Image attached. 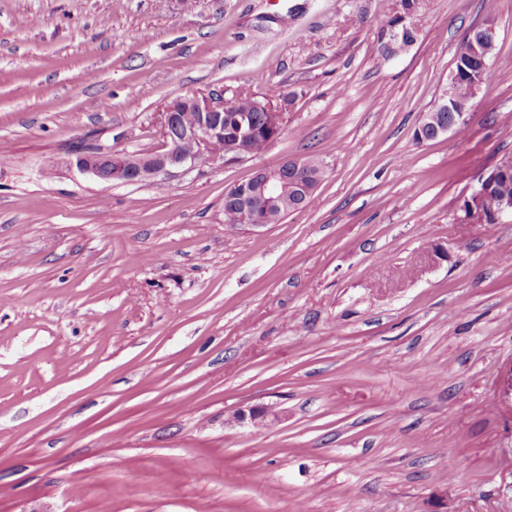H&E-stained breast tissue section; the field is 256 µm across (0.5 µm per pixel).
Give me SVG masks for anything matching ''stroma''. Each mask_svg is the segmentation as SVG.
I'll return each mask as SVG.
<instances>
[{"instance_id": "stroma-1", "label": "stroma", "mask_w": 512, "mask_h": 512, "mask_svg": "<svg viewBox=\"0 0 512 512\" xmlns=\"http://www.w3.org/2000/svg\"><path fill=\"white\" fill-rule=\"evenodd\" d=\"M390 6L0 0V512H512V215L461 209L512 157V0H418L383 58ZM487 20L465 136L417 140ZM240 89L285 112L252 160L163 192L67 166ZM297 157L315 207L225 226ZM396 1L392 2L393 6L390 9L389 15L380 24L377 39L375 43V50L379 56L389 58L391 55L395 56L406 50L409 44L410 36L406 33L400 38H395L396 33L402 32V25H399L400 18L397 16L395 9Z\"/></svg>"}]
</instances>
